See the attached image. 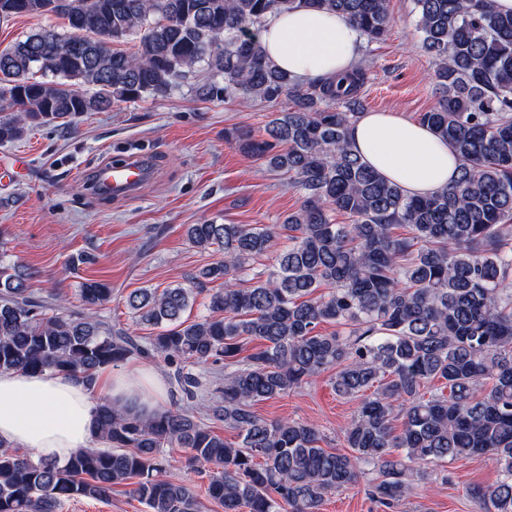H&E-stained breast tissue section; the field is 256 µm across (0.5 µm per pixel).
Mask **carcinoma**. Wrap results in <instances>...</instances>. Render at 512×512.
<instances>
[{
    "mask_svg": "<svg viewBox=\"0 0 512 512\" xmlns=\"http://www.w3.org/2000/svg\"><path fill=\"white\" fill-rule=\"evenodd\" d=\"M413 2L438 61V105L419 121L460 159L455 182L426 197L384 179L349 141L363 69L296 81L252 31L271 13L318 8L377 42L391 23L387 0H64L60 10L54 0H0L1 19L52 13L72 29L0 50V144L165 96L202 64L223 82L197 84L200 99L292 103L268 121L266 138L245 131L238 141L302 192L281 224L187 225L189 243L220 258L184 283L129 294L152 336L101 315L108 284L81 283L76 312L34 296L32 273L0 254V371L91 384L99 369L139 357L164 361L181 392L149 417L100 400L95 430L105 447L63 462L0 444V512L107 502L128 481L145 512H201L193 488L164 477L167 448L189 450L188 466L223 512H318L368 470V495L391 509L427 479L426 466L473 456L499 471L496 483L472 489L481 512H512V12L493 0ZM276 238L285 244L272 256ZM219 280L207 313L184 317L198 289ZM325 324L336 330L322 332ZM220 362L222 373L195 372ZM327 371L337 396L359 400L344 431L348 453L321 447L306 421L253 411ZM435 379L449 393L422 395Z\"/></svg>",
    "mask_w": 512,
    "mask_h": 512,
    "instance_id": "1",
    "label": "carcinoma"
}]
</instances>
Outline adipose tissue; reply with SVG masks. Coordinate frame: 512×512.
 <instances>
[{"label": "adipose tissue", "mask_w": 512, "mask_h": 512, "mask_svg": "<svg viewBox=\"0 0 512 512\" xmlns=\"http://www.w3.org/2000/svg\"><path fill=\"white\" fill-rule=\"evenodd\" d=\"M269 60L290 76L309 81L351 71L362 36L340 14L297 9L269 14L260 29ZM363 160L408 194L425 195L453 184L459 159L450 144L428 126L396 112H366L349 129ZM95 391L78 377L0 372V442L33 456L63 461L96 441L99 397L149 415L167 405L160 374L136 367L101 373Z\"/></svg>", "instance_id": "1"}]
</instances>
